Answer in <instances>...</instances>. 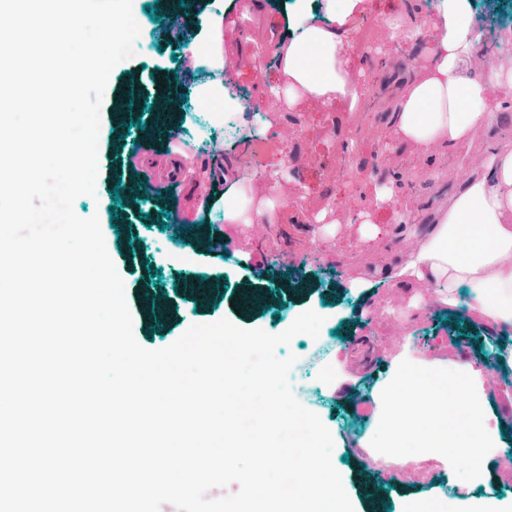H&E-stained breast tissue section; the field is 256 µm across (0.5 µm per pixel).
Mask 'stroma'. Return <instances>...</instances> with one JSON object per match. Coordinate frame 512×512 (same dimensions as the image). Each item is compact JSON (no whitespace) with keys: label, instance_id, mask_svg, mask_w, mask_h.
Instances as JSON below:
<instances>
[{"label":"stroma","instance_id":"obj_1","mask_svg":"<svg viewBox=\"0 0 512 512\" xmlns=\"http://www.w3.org/2000/svg\"><path fill=\"white\" fill-rule=\"evenodd\" d=\"M156 0H133L134 11L147 19L149 38L137 39L135 54L112 72V82L125 79L132 69L162 68L182 81L178 133L183 181L164 178L160 162L174 154L162 141L132 135L123 153L110 147V100H103L99 133V189L95 197L76 200L75 211L98 214L102 232L112 249V259L124 280L137 341L160 349L173 343L190 326L226 318L242 328H260L272 334L287 329L304 311L324 316L319 339L340 348L343 372L358 386L333 389L330 368L314 369L318 390L309 410L330 430L332 462L342 476L355 512H373L362 492L372 484L384 502L383 512H405L410 501L449 495L466 512L486 501H512V469L492 470L487 484L473 489L458 480L439 461L404 467L374 456L365 444L379 438L373 419L377 384L392 369L405 344H412L427 360L463 365L477 355L512 343L507 331L490 330L468 316L464 307L443 305L433 287L404 288L392 270L398 258L416 248L419 235L401 229L405 214L429 221L442 203L458 191L472 174L483 172L496 143L512 138V94L492 84L489 96L500 104L503 116L493 129L480 132L471 149L459 153L438 145L427 149L405 145L391 133L388 123L370 117L371 96L362 97L355 109L341 103L303 102L281 105L268 97L269 86L280 85L277 61L265 47L272 35H290L287 24L296 14L321 16L325 0H260V11L249 10L245 0H193L192 16L176 34L163 32L154 20ZM437 0H362L350 34L347 70L360 85L382 90L387 75L402 69L419 70L431 60L436 38L433 20ZM223 17L225 32L241 26L243 40L225 41V52L247 55L262 71L261 81L242 70L224 78V91L238 99L233 112L236 134L224 126L203 129L202 107L196 91L208 67L194 58L190 48L205 37L212 21ZM383 25H374L375 17ZM359 133V164L346 168L344 157L352 133ZM145 164L131 174L142 186L145 208L160 210L156 223L133 227L134 245L125 247L113 237L109 222L114 214V171L124 166L128 154ZM255 158L266 168L287 167L283 179L270 183L246 176L245 190L252 200L249 223L228 224L222 207L197 205L195 223L205 225L212 250L200 254L190 236L172 243L165 226L169 212L186 195L206 196L215 160L238 165ZM403 176L405 186L398 203L379 209L371 200L379 173ZM277 205L276 223H267L260 206L265 199ZM331 210L333 223L317 222L322 210ZM379 229L376 239L362 238V214ZM225 276L231 282L248 279L257 289L281 295L279 304L236 314L235 294L218 307H198L181 294L184 282L201 276ZM362 284H353V276ZM170 295L175 322L169 333L149 325L139 310L144 287ZM490 411L502 419L504 445L512 449V389L503 374L491 372L485 383Z\"/></svg>","mask_w":512,"mask_h":512}]
</instances>
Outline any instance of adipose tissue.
<instances>
[{
    "label": "adipose tissue",
    "mask_w": 512,
    "mask_h": 512,
    "mask_svg": "<svg viewBox=\"0 0 512 512\" xmlns=\"http://www.w3.org/2000/svg\"><path fill=\"white\" fill-rule=\"evenodd\" d=\"M360 0L328 8L323 22L296 19V34L275 44L288 100L342 101L356 106L357 88L344 69L346 23ZM438 43L430 66L400 83L393 122L397 137L414 146L432 144L464 151L479 130L497 121L483 80L470 73L472 50L486 32L470 0H440ZM414 283L435 286L442 303L469 296L472 316L512 327V139H502L484 173L453 194L399 267ZM512 367V346L474 364L448 370L406 348L376 392V421L383 435L375 454L400 464L441 461L469 485L481 484L489 467L512 468L502 431L484 400L489 371ZM434 374L426 383V374Z\"/></svg>",
    "instance_id": "ef3b65f1"
}]
</instances>
